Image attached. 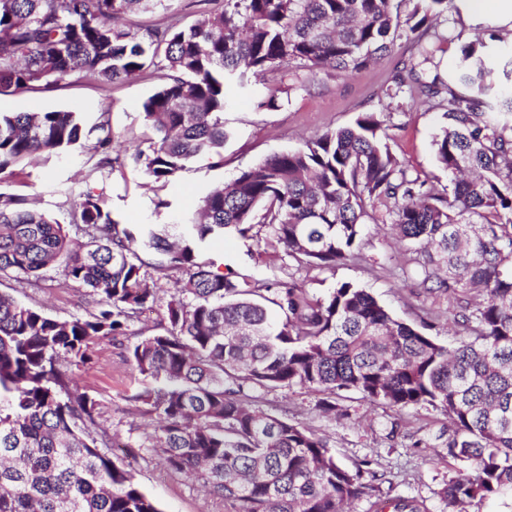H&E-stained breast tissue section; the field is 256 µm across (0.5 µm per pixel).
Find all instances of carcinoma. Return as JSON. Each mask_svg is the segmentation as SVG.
Segmentation results:
<instances>
[{"label":"carcinoma","instance_id":"obj_1","mask_svg":"<svg viewBox=\"0 0 512 512\" xmlns=\"http://www.w3.org/2000/svg\"><path fill=\"white\" fill-rule=\"evenodd\" d=\"M162 2L0 0V93L74 73L104 84L152 78L163 59L167 73L142 104L148 134L130 161L164 187L192 160L224 163L226 85L262 81L285 64L312 75L360 70L399 41L421 44L454 0H416L404 16L403 0H219L190 25L173 17L139 34L121 24ZM408 76L442 111L432 146L450 180L444 193L393 155L374 112L241 170L179 224L121 225L87 192L72 211L91 236L82 243L0 192V275L38 279L61 265L93 297L87 315L59 320L0 294V512H160L105 452L97 401L60 369L88 363L91 344L127 335L157 302L150 266L186 277L167 304L170 328L127 348L149 379L131 401L156 420L152 448L166 467L233 512H345L379 491L371 461L342 466L323 437L256 406L258 387L317 393V407L339 418L349 415L336 407L346 392L441 410L452 425L448 455L472 465L445 482L448 512L512 500V57L476 36L461 44L449 79L413 65ZM112 141L109 121L88 126L77 112L0 113V174L77 147L88 175L101 174L120 160ZM367 217L407 242L423 286L454 297L469 338L442 344L351 282L319 293L200 260L212 237L251 239L259 224L266 244L298 267L332 271L360 258ZM373 506L429 512L414 497Z\"/></svg>","mask_w":512,"mask_h":512}]
</instances>
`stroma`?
Masks as SVG:
<instances>
[{
  "instance_id": "1",
  "label": "stroma",
  "mask_w": 512,
  "mask_h": 512,
  "mask_svg": "<svg viewBox=\"0 0 512 512\" xmlns=\"http://www.w3.org/2000/svg\"><path fill=\"white\" fill-rule=\"evenodd\" d=\"M214 7L213 0H168L166 6L129 16L128 24L131 29L142 31L163 23L173 13L190 24ZM490 29L512 43V27L472 15L466 0H455L454 10L440 17L435 25L436 34L444 40L433 61L441 76L453 71L457 37L482 35ZM420 53V47L402 44L377 63L352 73L328 69L313 77L295 66L284 65L254 91L227 85L229 108L224 119L232 135L224 145L223 165L213 167L205 159L193 161L173 185L154 184L143 168L130 166L87 177L86 156L75 150L43 164L24 167L1 181L0 189L33 200L74 237L80 231L71 222V203L88 191L105 197L111 216L118 223L170 224L194 211L208 189L229 182L239 170L273 154L297 149L324 131L349 126L359 113L373 112L389 128L393 154L411 172L428 176L430 184L441 191L448 186V175L438 168L432 148L441 112L432 101L412 94L409 85L398 86L393 81L403 61L419 58ZM158 84L155 78L103 84L75 75L56 86L0 94V113L73 110L83 113L92 124L105 111L109 114L114 149L121 153L144 137L142 104ZM272 87L279 90L278 108L257 110V98ZM204 255L260 281L284 279L292 273L305 287L317 292L339 282L354 283L406 323L417 327L430 324V334L437 340L447 344L455 340L454 299L427 290L412 273L404 271L411 253L407 246L396 242L389 225L367 223L361 260L332 272L296 269L285 254H273L264 243L242 240L230 231L210 240ZM181 277L178 271L155 273L157 303L130 325L126 342L163 331L167 325L166 307ZM0 292L57 319L83 316L90 308L87 288L69 280L59 267L37 280L0 277ZM126 342H95L89 350V362L67 365L68 374L81 391L98 401L100 422L109 433L123 442H142L139 456L130 465L142 491L158 502L161 512H233L229 502L206 495L195 479L169 471L159 455L147 448L153 422L131 400L143 387L144 379L126 359ZM258 397L264 411L294 417L327 437L343 466L351 469L362 460H373L376 470L387 477L380 487L383 495L415 497L425 500L430 512H446L440 492L461 463L447 454L448 419L443 413L420 407L390 408L348 393L337 398L336 403L347 408L349 414L335 419L317 409L316 395L299 389L262 390ZM416 437L423 439V447H413Z\"/></svg>"
}]
</instances>
